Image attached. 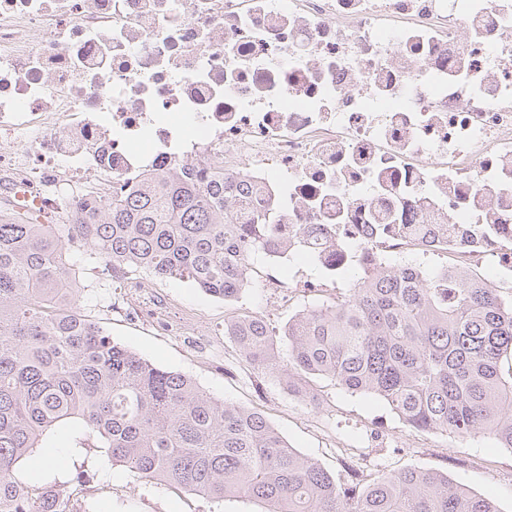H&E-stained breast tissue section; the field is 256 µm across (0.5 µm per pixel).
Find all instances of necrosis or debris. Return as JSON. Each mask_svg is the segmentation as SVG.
<instances>
[{
    "label": "necrosis or debris",
    "instance_id": "obj_1",
    "mask_svg": "<svg viewBox=\"0 0 512 512\" xmlns=\"http://www.w3.org/2000/svg\"><path fill=\"white\" fill-rule=\"evenodd\" d=\"M244 176L320 286L404 259L512 283V0H0V204L56 223L153 173ZM124 310L178 336L144 281Z\"/></svg>",
    "mask_w": 512,
    "mask_h": 512
}]
</instances>
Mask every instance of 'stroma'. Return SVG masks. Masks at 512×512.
Here are the masks:
<instances>
[{
  "mask_svg": "<svg viewBox=\"0 0 512 512\" xmlns=\"http://www.w3.org/2000/svg\"><path fill=\"white\" fill-rule=\"evenodd\" d=\"M67 259L75 263L84 288L81 310L114 342L158 366L191 376L218 399L258 411L293 449L336 476L345 477L350 465L368 475L380 469H431L472 493L493 497L500 512H512V451L486 438L459 440L409 430L383 401L347 392L327 379L308 377L312 399L295 396L282 380L248 363L225 339V322L257 315L276 330L278 350L287 352L282 330L288 320L321 306L337 290H274L265 282L273 274L283 281L317 279L320 271L315 263L299 258L291 267L273 271L263 257H256L248 288L234 300L206 294L187 280L153 279L174 311L199 318L211 341L204 348L158 329L148 318L132 320L115 311L112 303L118 285L98 256L71 253ZM60 431L62 466H46L40 451L18 468L16 476L32 486H56L73 512H258L257 505L246 500H227L218 506L166 483L137 478L111 464L99 439L90 436L80 421H68Z\"/></svg>",
  "mask_w": 512,
  "mask_h": 512,
  "instance_id": "obj_1",
  "label": "stroma"
}]
</instances>
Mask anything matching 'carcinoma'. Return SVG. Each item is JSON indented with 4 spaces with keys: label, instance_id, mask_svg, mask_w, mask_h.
Instances as JSON below:
<instances>
[{
    "label": "carcinoma",
    "instance_id": "carcinoma-1",
    "mask_svg": "<svg viewBox=\"0 0 512 512\" xmlns=\"http://www.w3.org/2000/svg\"><path fill=\"white\" fill-rule=\"evenodd\" d=\"M244 179L217 172L159 173L144 187L78 207L70 224L0 217V512H70L46 487L16 479L20 463L57 425L81 421L114 464L214 503L241 498L262 512H500L433 470L356 471L336 479L294 451L259 412L221 401L196 381L112 341L78 307L66 261L88 246L127 272L187 279L235 299L251 259L282 242L266 215L244 205ZM379 270L336 301L288 320V355L260 316L224 335L262 371L307 396L328 378L385 402L408 428L484 436L512 450V297L468 273Z\"/></svg>",
    "mask_w": 512,
    "mask_h": 512
}]
</instances>
